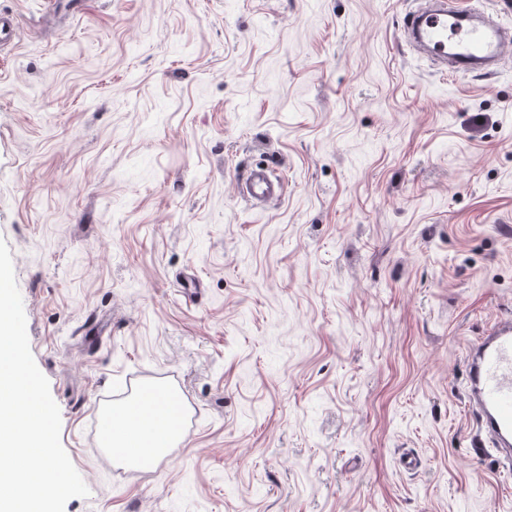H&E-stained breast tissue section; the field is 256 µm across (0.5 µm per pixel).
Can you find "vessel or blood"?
<instances>
[{
    "instance_id": "b4317fda",
    "label": "vessel or blood",
    "mask_w": 512,
    "mask_h": 512,
    "mask_svg": "<svg viewBox=\"0 0 512 512\" xmlns=\"http://www.w3.org/2000/svg\"><path fill=\"white\" fill-rule=\"evenodd\" d=\"M472 14L463 0H433L407 16L404 32L425 38L431 55L453 60L456 74L473 73L475 66L495 64L506 45L490 24L469 25ZM459 24L456 45L448 43V19ZM249 199L272 202L280 196L279 184L270 171L251 170L246 181ZM467 392L478 409L481 424L504 453L512 452V318L498 322L468 352Z\"/></svg>"
}]
</instances>
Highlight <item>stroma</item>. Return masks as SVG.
<instances>
[{
    "instance_id": "35a3bbf8",
    "label": "stroma",
    "mask_w": 512,
    "mask_h": 512,
    "mask_svg": "<svg viewBox=\"0 0 512 512\" xmlns=\"http://www.w3.org/2000/svg\"><path fill=\"white\" fill-rule=\"evenodd\" d=\"M420 3L0 0V238L90 491L65 512H512L464 363L512 317V50L442 70ZM149 383L198 415L117 466L91 419ZM246 192L244 195L250 200L267 203L280 197L278 182L274 181L273 174L264 168L251 170L246 181Z\"/></svg>"
}]
</instances>
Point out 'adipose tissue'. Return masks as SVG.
Wrapping results in <instances>:
<instances>
[{
  "label": "adipose tissue",
  "mask_w": 512,
  "mask_h": 512,
  "mask_svg": "<svg viewBox=\"0 0 512 512\" xmlns=\"http://www.w3.org/2000/svg\"><path fill=\"white\" fill-rule=\"evenodd\" d=\"M117 425L112 434V448L123 462L145 467L161 460L170 444L181 436L176 407H169L166 416L147 414L133 417L128 406L113 411Z\"/></svg>",
  "instance_id": "adipose-tissue-1"
}]
</instances>
